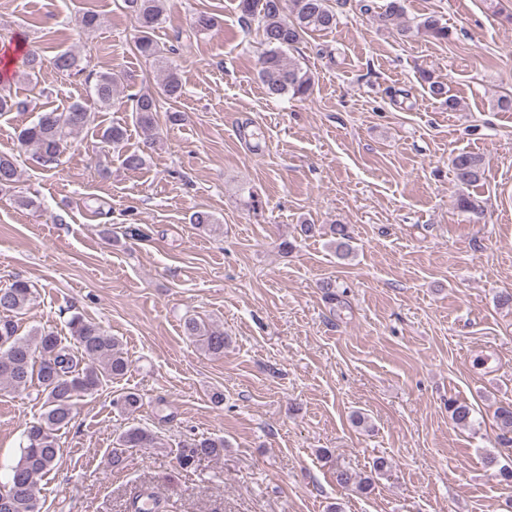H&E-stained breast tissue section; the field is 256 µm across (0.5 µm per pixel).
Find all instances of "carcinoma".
Segmentation results:
<instances>
[{
	"label": "carcinoma",
	"mask_w": 512,
	"mask_h": 512,
	"mask_svg": "<svg viewBox=\"0 0 512 512\" xmlns=\"http://www.w3.org/2000/svg\"><path fill=\"white\" fill-rule=\"evenodd\" d=\"M123 9L135 16L139 37L136 50L146 58L164 64L163 78L157 89H141L128 95L135 121L145 129L153 128L154 116L164 105H173L183 92L177 67L163 58V49L154 40V30L163 22L164 0H122ZM242 21L246 27L258 24L261 32L260 79L269 95L290 94L305 98L313 90L314 81L285 50L296 47L314 30L336 27V13L329 0H237ZM417 33L436 40L449 37L448 26L435 15L417 25ZM53 66L62 72H81L80 56L64 50L55 54ZM89 81V97L99 109L112 106V99L123 86L120 75L109 71L98 73ZM95 121V112L83 102H74L59 110L43 109L36 119L18 134L21 146L32 151L44 166L56 165L67 149L70 139ZM127 136L122 126L112 125L103 130L102 141L114 149L121 148ZM456 181L465 186L479 182L484 174L481 156L462 152L451 160ZM19 182V173L13 158L0 154V192H10ZM330 232L336 257L349 258L355 251L350 230L345 224L331 225ZM36 300V289L26 280L16 279L0 288V385L13 391L36 387L42 399V413L29 423L25 432V446L10 478L0 486V512H38L35 489L37 481L53 470L60 455L57 432L68 427L74 418L76 400L96 391L103 384L126 375L130 367L122 344L106 335L99 325L80 314L68 321L69 337L52 331L32 329L22 336L16 317ZM184 334L208 355H221L228 343L224 330L217 324L189 318L184 323ZM113 405L135 411L140 397L134 392H123L112 400ZM448 416L460 427L472 424V409L457 400H448ZM495 423L500 436L512 444V404L495 411ZM157 436L147 429L133 427L124 432L120 442L125 447L152 448ZM227 447L222 438H201L182 445L179 464L192 466L197 460L220 458ZM340 485L353 487L361 493L370 490L371 481L348 470L337 473ZM147 502L149 512H160L168 502L156 492L142 490L131 503L132 512H142L140 504Z\"/></svg>",
	"instance_id": "1"
}]
</instances>
